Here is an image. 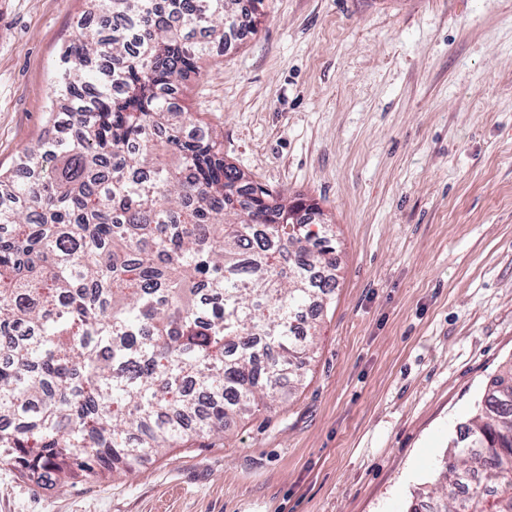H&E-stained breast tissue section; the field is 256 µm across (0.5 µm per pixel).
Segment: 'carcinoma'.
<instances>
[{
	"mask_svg": "<svg viewBox=\"0 0 512 512\" xmlns=\"http://www.w3.org/2000/svg\"><path fill=\"white\" fill-rule=\"evenodd\" d=\"M264 0H90L111 19L68 47L75 128L0 173V465L95 481L224 432L304 378V317L336 288L315 210L248 181L177 100ZM407 512H512V365Z\"/></svg>",
	"mask_w": 512,
	"mask_h": 512,
	"instance_id": "carcinoma-1",
	"label": "carcinoma"
}]
</instances>
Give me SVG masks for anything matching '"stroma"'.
I'll list each match as a JSON object with an SVG mask.
<instances>
[{"label": "stroma", "instance_id": "stroma-1", "mask_svg": "<svg viewBox=\"0 0 512 512\" xmlns=\"http://www.w3.org/2000/svg\"><path fill=\"white\" fill-rule=\"evenodd\" d=\"M88 0H0V170L57 135ZM224 158L336 234L299 387L131 475L0 465V512H404L512 361V0H265L181 87Z\"/></svg>", "mask_w": 512, "mask_h": 512}]
</instances>
